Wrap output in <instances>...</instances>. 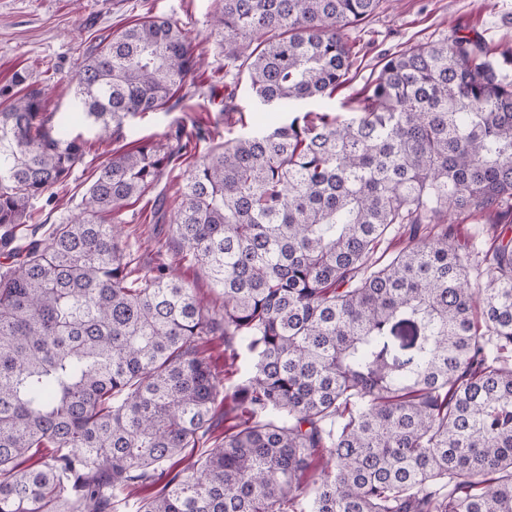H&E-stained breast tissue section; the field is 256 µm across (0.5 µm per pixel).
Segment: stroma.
Segmentation results:
<instances>
[{
  "label": "stroma",
  "instance_id": "stroma-1",
  "mask_svg": "<svg viewBox=\"0 0 512 512\" xmlns=\"http://www.w3.org/2000/svg\"><path fill=\"white\" fill-rule=\"evenodd\" d=\"M213 9V0H0V88L10 85L15 72H28L32 81L52 87L47 106L51 113L75 111L69 80L87 48L143 16L176 21L203 61L193 82L178 90L165 109L129 118L110 138H100L84 120L72 122L67 136L84 143V158L64 185L55 188L53 199L31 200L24 224L15 231V246L48 238L80 203L96 167L114 151L146 142L173 147L178 138L193 136L195 146L169 167L155 188L128 204L119 218L128 237L132 268L145 271L165 265L207 302L222 305L209 280L169 245L180 189L196 158L218 143L267 131L295 116L350 117L356 108L355 92L376 77L385 52L456 32L481 37L499 51L512 48V0H383L375 16L346 32L357 57L348 87L330 97L300 101L284 112H271L254 97L246 72L227 64L223 41L210 33ZM509 231L512 223L507 221L452 226L453 241L465 252L486 250L496 236ZM209 353L225 391H233L251 376L252 360L242 342L229 349L217 342Z\"/></svg>",
  "mask_w": 512,
  "mask_h": 512
}]
</instances>
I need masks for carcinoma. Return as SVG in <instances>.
I'll return each instance as SVG.
<instances>
[{"instance_id": "1", "label": "carcinoma", "mask_w": 512, "mask_h": 512, "mask_svg": "<svg viewBox=\"0 0 512 512\" xmlns=\"http://www.w3.org/2000/svg\"><path fill=\"white\" fill-rule=\"evenodd\" d=\"M215 2L224 58L275 111L347 84L345 31L380 0ZM510 67L511 50L467 35L401 49L353 117L294 118L196 161L169 245L219 307L165 266L133 275L110 223L165 175L164 144L113 153L15 256L30 200L84 157L46 127L48 86L15 73L20 93L0 89V512H112L137 486L153 493L135 512H512V237L473 291L446 225L512 200ZM198 69L181 27L149 16L72 81L107 136ZM396 224L436 232L378 265ZM236 337L253 374L228 395L207 351ZM228 399L236 424L217 441ZM188 448L204 455L178 471Z\"/></svg>"}]
</instances>
